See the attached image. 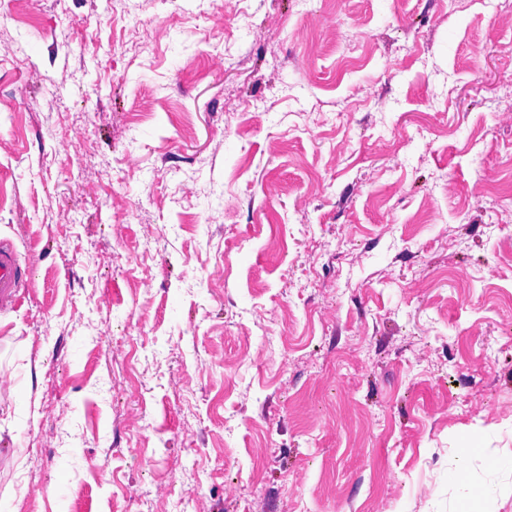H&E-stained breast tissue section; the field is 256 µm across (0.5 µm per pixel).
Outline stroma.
Here are the masks:
<instances>
[{"label":"stroma","instance_id":"35a3bbf8","mask_svg":"<svg viewBox=\"0 0 512 512\" xmlns=\"http://www.w3.org/2000/svg\"><path fill=\"white\" fill-rule=\"evenodd\" d=\"M0 238L13 512H446L512 452V6L0 0ZM34 267H22L13 243L0 239V307L18 301L20 288L29 282ZM481 451L482 448H461L459 452L462 456L448 461V482L468 490L465 503L456 508H449L448 512L482 511L479 507L480 503L487 502L485 489L469 487L470 480L463 465L464 457L478 455Z\"/></svg>","mask_w":512,"mask_h":512}]
</instances>
